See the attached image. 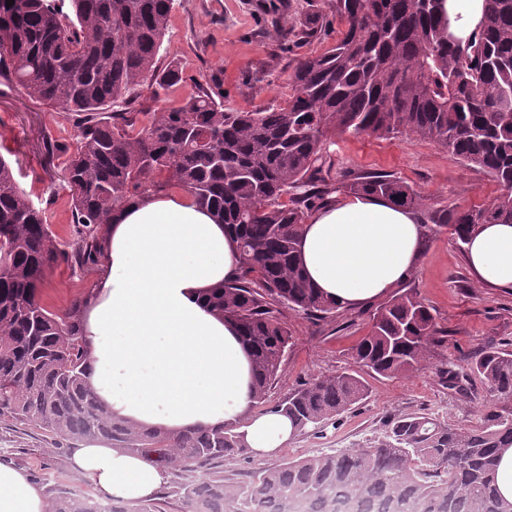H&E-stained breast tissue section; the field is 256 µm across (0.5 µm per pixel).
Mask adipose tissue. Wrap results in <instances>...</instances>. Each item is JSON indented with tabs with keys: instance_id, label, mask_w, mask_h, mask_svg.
I'll use <instances>...</instances> for the list:
<instances>
[{
	"instance_id": "adipose-tissue-1",
	"label": "adipose tissue",
	"mask_w": 512,
	"mask_h": 512,
	"mask_svg": "<svg viewBox=\"0 0 512 512\" xmlns=\"http://www.w3.org/2000/svg\"><path fill=\"white\" fill-rule=\"evenodd\" d=\"M419 221V213L382 199H333L303 228L306 274L342 306L378 298L412 269ZM466 259L482 285L512 288V224L481 225L466 244ZM237 268L223 225L190 195H152L119 210L83 315L86 381L109 415L176 431L241 418L256 456L287 444L294 429L286 416L250 412L248 353L202 301ZM73 464L106 500H146L169 479L168 469L100 443L80 445ZM0 512H49V505L26 472L0 463Z\"/></svg>"
}]
</instances>
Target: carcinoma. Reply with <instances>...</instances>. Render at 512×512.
<instances>
[{
	"label": "carcinoma",
	"instance_id": "obj_1",
	"mask_svg": "<svg viewBox=\"0 0 512 512\" xmlns=\"http://www.w3.org/2000/svg\"><path fill=\"white\" fill-rule=\"evenodd\" d=\"M439 0H324L343 26L336 43L304 57L279 107L228 111L202 88L178 106L145 112L129 129L106 108L145 83L171 88L174 61L160 67L173 0H0V66L28 95L77 117L78 144L64 170L76 236L56 241L0 158V416L41 431L52 445L104 443L171 470L166 496L101 503L57 484L50 512H506L495 486L498 451L512 447V408L478 427L426 413L389 421L383 436L238 473L248 457L235 427L142 430L107 414L88 389L83 312L62 313L42 287L53 268L100 265L106 225L122 206L175 186L213 212L236 244L239 272L211 289L206 305L233 323L253 363V405L263 403L291 343L284 306L326 318L342 306L317 292L298 243L309 210L333 189L320 177L324 145L336 134L412 135L432 142L501 187L478 209L423 215L428 232L451 225L462 245L480 224H512V0H484L483 21L466 41H448ZM422 212V199L387 173L342 185ZM435 316L412 291L372 314L355 361L386 378L426 361ZM470 373L491 395L512 400V350L481 352ZM361 376L343 371L299 385L275 405L303 433L365 399Z\"/></svg>",
	"mask_w": 512,
	"mask_h": 512
}]
</instances>
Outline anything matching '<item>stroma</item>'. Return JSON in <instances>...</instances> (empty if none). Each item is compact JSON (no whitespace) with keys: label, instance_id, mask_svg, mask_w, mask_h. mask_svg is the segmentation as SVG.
I'll use <instances>...</instances> for the list:
<instances>
[{"label":"stroma","instance_id":"35a3bbf8","mask_svg":"<svg viewBox=\"0 0 512 512\" xmlns=\"http://www.w3.org/2000/svg\"><path fill=\"white\" fill-rule=\"evenodd\" d=\"M270 0H174L164 40L165 58L182 69L178 85L135 88L130 106L150 112L195 95L199 86L219 85L225 107L254 110L284 103L288 77L298 59L335 44L339 25L324 16L313 36H302L307 0H280L269 13ZM77 119L61 107L31 99L17 84L0 78V155L12 165L18 185L43 209L57 239L74 237L72 200L62 182L63 170L77 147ZM59 144L46 156L43 139ZM330 166L325 178L340 187L354 175L386 172L408 183L425 198L426 211L478 208L490 204L501 187L482 169L468 166L434 143L408 135L375 138L350 133L328 140ZM95 273L71 272L60 266L42 288L52 310L69 307L87 294ZM414 290L436 316L439 342L432 358L401 378L366 376L369 396L339 419L295 434L275 461L351 448L381 436L401 413H429L454 426H476L499 409L476 379L462 389L449 388L447 370L466 373L479 352L512 350V289L479 287L451 227L424 239L420 257L402 282ZM375 304L344 308L317 320L282 309L280 318L292 344L277 380L258 413L272 408L290 390L309 379L356 367L353 352L371 326ZM0 462L24 470L36 484L51 479L76 496L93 495L89 480L72 464L71 448H55L26 424L0 416Z\"/></svg>","mask_w":512,"mask_h":512}]
</instances>
